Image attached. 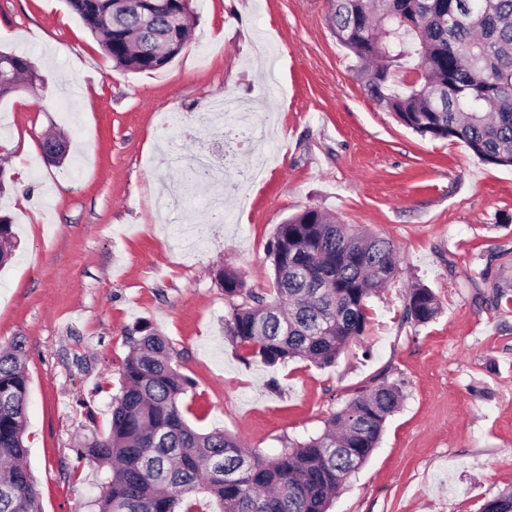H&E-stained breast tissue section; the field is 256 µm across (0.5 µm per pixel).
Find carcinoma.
Returning <instances> with one entry per match:
<instances>
[{"label": "carcinoma", "mask_w": 512, "mask_h": 512, "mask_svg": "<svg viewBox=\"0 0 512 512\" xmlns=\"http://www.w3.org/2000/svg\"><path fill=\"white\" fill-rule=\"evenodd\" d=\"M328 25L358 61L357 77L382 109L422 136L458 139L483 162L512 166V0H330ZM114 67L151 72L186 47L196 14L163 0L146 29L120 0H67ZM417 79L399 89L396 69ZM38 74L25 55L0 52V98ZM15 246L13 220L0 214V268ZM273 292L246 291L224 271L226 295L243 296L225 320L226 335L275 366L304 358L328 366L367 323L366 302L398 273L394 243L306 209L278 225L269 245ZM439 313L433 291L409 292L406 319L426 324ZM130 336L109 431L78 449L79 459L110 476L99 512H202L205 494L220 512H328L376 447L402 388L381 381L358 392L325 430L290 441L269 458L222 430L201 432L182 411L189 378L171 342L140 327ZM28 374L23 345L0 349V512H40L24 459Z\"/></svg>", "instance_id": "1"}]
</instances>
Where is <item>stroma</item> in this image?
<instances>
[{"label": "stroma", "instance_id": "35a3bbf8", "mask_svg": "<svg viewBox=\"0 0 512 512\" xmlns=\"http://www.w3.org/2000/svg\"><path fill=\"white\" fill-rule=\"evenodd\" d=\"M183 51L150 73L113 68L66 0H0V51L71 75L0 99V212L16 247L0 269V344H23L27 462L42 512H98L106 469L78 460L106 434L128 334L167 337L194 386L185 416L266 456L322 432L364 386H401L376 448L329 512H482L512 489V169L462 142L400 125L365 91L326 22L327 0H193ZM233 98L269 132L256 142L164 117ZM64 132L63 165L39 143ZM219 148L223 180L186 190L193 221L158 214L182 161ZM224 200L223 220L207 202ZM315 208L390 239L396 277L367 301L361 341L332 366L270 367L224 333L233 299L219 274L269 291L279 224ZM435 320L404 319L411 286Z\"/></svg>", "mask_w": 512, "mask_h": 512}]
</instances>
